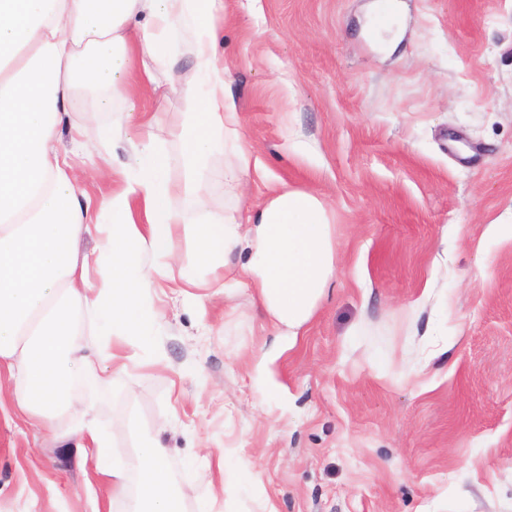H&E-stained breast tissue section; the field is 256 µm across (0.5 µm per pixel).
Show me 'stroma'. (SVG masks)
<instances>
[{"mask_svg": "<svg viewBox=\"0 0 512 512\" xmlns=\"http://www.w3.org/2000/svg\"><path fill=\"white\" fill-rule=\"evenodd\" d=\"M223 51L210 166L252 163L212 211L313 192L336 274L277 350L250 291L165 301L156 363L97 402L108 456L159 436L183 512H512V0H224ZM66 428L0 421V512H126Z\"/></svg>", "mask_w": 512, "mask_h": 512, "instance_id": "stroma-1", "label": "stroma"}]
</instances>
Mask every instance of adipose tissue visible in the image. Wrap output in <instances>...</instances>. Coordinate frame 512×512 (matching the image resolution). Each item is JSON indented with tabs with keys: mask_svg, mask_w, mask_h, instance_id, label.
Wrapping results in <instances>:
<instances>
[{
	"mask_svg": "<svg viewBox=\"0 0 512 512\" xmlns=\"http://www.w3.org/2000/svg\"><path fill=\"white\" fill-rule=\"evenodd\" d=\"M223 43L224 0H0V370L9 375L0 397L11 401L0 417L48 429L71 415L70 441L95 449L94 468L113 496L137 476L130 512H180L167 451L146 436L131 458L109 459L107 429L75 393L120 378L121 350H153L163 318L158 279L181 259L177 240L191 241L193 269L180 272L174 294L192 302L199 288L224 295L225 254L247 250L239 286L292 339L334 273L332 225L308 191L275 193L242 223L210 213L205 165L238 125ZM186 54L190 66L165 89L182 100L183 122L142 111V97L160 88L158 73ZM117 99L140 139L121 184L93 194L59 152L57 127ZM166 136L183 146L181 174ZM179 196L193 220L172 209ZM148 255L153 264H144ZM99 355L111 360V377L99 373Z\"/></svg>",
	"mask_w": 512,
	"mask_h": 512,
	"instance_id": "1",
	"label": "adipose tissue"
}]
</instances>
